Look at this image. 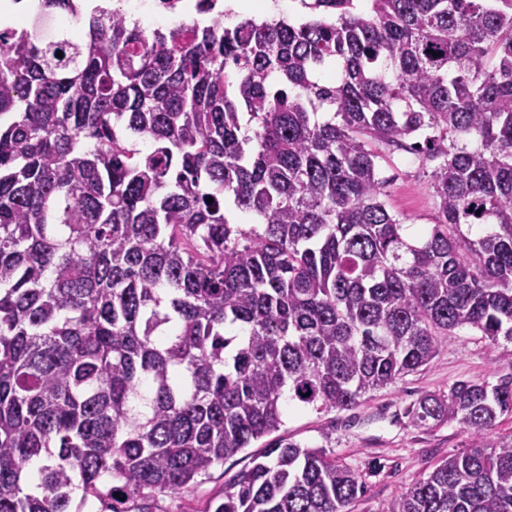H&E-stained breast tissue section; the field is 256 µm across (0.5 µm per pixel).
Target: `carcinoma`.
Wrapping results in <instances>:
<instances>
[{"mask_svg": "<svg viewBox=\"0 0 512 512\" xmlns=\"http://www.w3.org/2000/svg\"><path fill=\"white\" fill-rule=\"evenodd\" d=\"M315 2L298 26L221 10L147 32L38 0L83 36L0 32V512L181 494L290 404L351 409L463 327L512 344V0ZM378 143L433 163L415 241ZM408 414L470 443L385 512H512V436L491 435L512 377ZM363 492L279 438L206 512H351Z\"/></svg>", "mask_w": 512, "mask_h": 512, "instance_id": "carcinoma-1", "label": "carcinoma"}]
</instances>
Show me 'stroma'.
<instances>
[{"mask_svg":"<svg viewBox=\"0 0 512 512\" xmlns=\"http://www.w3.org/2000/svg\"><path fill=\"white\" fill-rule=\"evenodd\" d=\"M381 174L388 209L413 232L429 230L438 211L429 185L430 163L402 150H383ZM512 376V344L493 343L472 328L457 330L429 365L394 385L366 394L352 409L316 412L289 408L279 437L309 446H327L365 484L352 512H385L390 502L428 472L434 463L469 443L458 422L422 429L408 410L421 396L443 394L462 380L498 383ZM249 463L239 452L211 470L194 488L157 497L154 512H205L224 484Z\"/></svg>","mask_w":512,"mask_h":512,"instance_id":"obj_1","label":"stroma"}]
</instances>
